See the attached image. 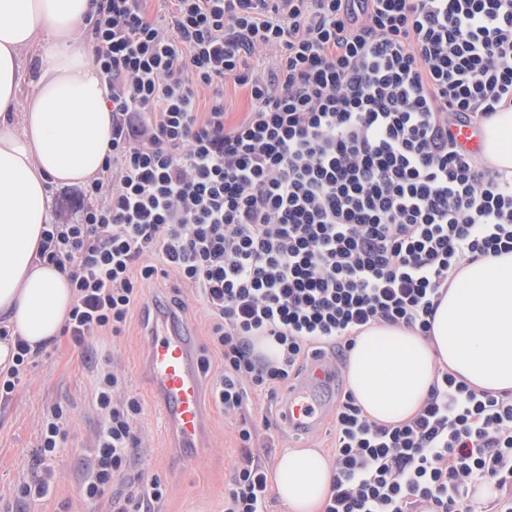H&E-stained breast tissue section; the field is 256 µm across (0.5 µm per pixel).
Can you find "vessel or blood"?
<instances>
[{"label": "vessel or blood", "mask_w": 512, "mask_h": 512, "mask_svg": "<svg viewBox=\"0 0 512 512\" xmlns=\"http://www.w3.org/2000/svg\"><path fill=\"white\" fill-rule=\"evenodd\" d=\"M459 146L479 151L483 137L471 125L453 126ZM146 369L157 410L179 447L200 455L204 447L206 414L201 394L198 345L189 328L178 322L167 305L154 303L146 346ZM336 369L335 358L313 357L304 376L291 383L279 405V415L298 435L316 432L329 403L328 385Z\"/></svg>", "instance_id": "b4317fda"}]
</instances>
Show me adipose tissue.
<instances>
[{"label": "adipose tissue", "mask_w": 512, "mask_h": 512, "mask_svg": "<svg viewBox=\"0 0 512 512\" xmlns=\"http://www.w3.org/2000/svg\"><path fill=\"white\" fill-rule=\"evenodd\" d=\"M92 0H0V370L16 342L55 340L74 303L65 274L37 247L50 187L80 186L102 169L112 134L110 91L80 40ZM27 96H20L21 87ZM485 154L512 169V110L485 125ZM445 367L472 388L512 390V253L460 263L429 335L376 325L356 339L349 385L372 419L412 417ZM333 466L316 448L278 456L272 489L286 512H317Z\"/></svg>", "instance_id": "ef3b65f1"}]
</instances>
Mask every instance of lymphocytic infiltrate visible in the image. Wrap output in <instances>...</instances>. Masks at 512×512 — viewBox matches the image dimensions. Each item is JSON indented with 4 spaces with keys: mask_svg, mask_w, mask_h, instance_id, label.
I'll list each match as a JSON object with an SVG mask.
<instances>
[{
    "mask_svg": "<svg viewBox=\"0 0 512 512\" xmlns=\"http://www.w3.org/2000/svg\"><path fill=\"white\" fill-rule=\"evenodd\" d=\"M94 0L86 39L110 91L112 135L70 219L51 216L41 259L66 274L75 347L120 335L141 285L175 276L210 317L212 397L240 458L224 512H267L250 413L310 355L346 357L367 328L428 335L462 259L512 253V178L461 150L451 128L512 109V0ZM279 52L270 70L247 60ZM248 92L228 124L224 87ZM273 340L276 359L256 353ZM100 425L79 495L156 512L167 489L129 478L149 453L143 401L112 359L95 365ZM69 417L39 424L56 458ZM334 478L321 512H512V394L438 370L416 414L336 406Z\"/></svg>",
    "mask_w": 512,
    "mask_h": 512,
    "instance_id": "f902f5d3",
    "label": "lymphocytic infiltrate"
}]
</instances>
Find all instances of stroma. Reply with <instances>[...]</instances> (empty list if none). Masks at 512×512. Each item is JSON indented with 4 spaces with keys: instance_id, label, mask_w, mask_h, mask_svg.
Wrapping results in <instances>:
<instances>
[{
    "instance_id": "stroma-1",
    "label": "stroma",
    "mask_w": 512,
    "mask_h": 512,
    "mask_svg": "<svg viewBox=\"0 0 512 512\" xmlns=\"http://www.w3.org/2000/svg\"><path fill=\"white\" fill-rule=\"evenodd\" d=\"M164 300L181 297L188 308L183 319L193 329L201 351L202 383L211 389L220 359L208 341L209 317L201 303L175 279L145 283L144 301L151 296ZM146 320L142 306L136 307L119 336H102L88 350L75 348L66 336L44 349L36 363L23 374L11 400L0 402V512H102L99 504L80 505L77 484L88 461L89 438L97 419L91 393L94 373L90 358L114 357L127 374V386L145 403L140 427L150 444L143 467L167 488L160 512H224V487L238 456L234 424L214 402H207L210 423L202 458L184 464L186 449L170 445L168 432L152 404L147 376L142 366L146 346ZM62 404L71 415L66 442L50 467L54 477L47 495L26 501L16 495L18 485L30 478L37 465V423L49 406ZM271 451L256 448L257 456L277 459L284 448H317L325 456L335 452L336 431L332 418L313 437L299 439L287 428H277Z\"/></svg>"
}]
</instances>
